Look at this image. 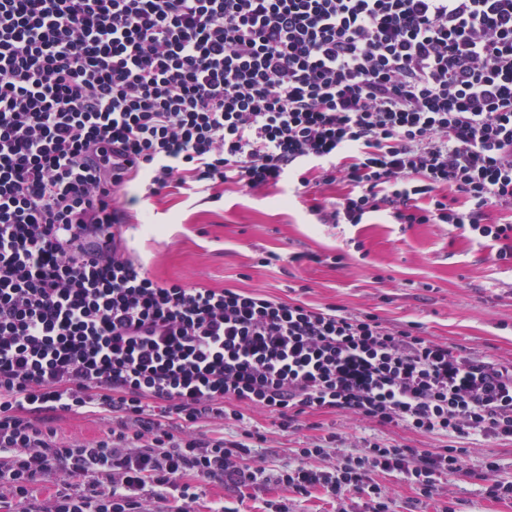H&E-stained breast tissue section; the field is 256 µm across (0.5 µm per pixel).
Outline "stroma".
<instances>
[{
  "label": "stroma",
  "mask_w": 512,
  "mask_h": 512,
  "mask_svg": "<svg viewBox=\"0 0 512 512\" xmlns=\"http://www.w3.org/2000/svg\"><path fill=\"white\" fill-rule=\"evenodd\" d=\"M336 188L294 192L287 185L263 191L226 186L222 197L197 185L145 196L136 185L117 194L129 216L127 235L136 256L159 279L213 288L259 290L282 300H299L352 313L371 312L389 325L421 324L432 339L476 357L512 360V267L497 264L491 248L470 240L449 224L398 225L382 213L366 223L323 224L313 204L334 198ZM323 262H313V255ZM250 424L264 434L261 455L280 462L288 449L327 431L340 433L342 447L314 460L334 468L344 454L358 452L363 439L377 437L404 448H436L439 439L400 428L382 427L339 412L302 415L299 427L281 431L272 415L251 411ZM473 471L442 479L436 496L417 501L394 476L378 473L395 512H512V500L494 501L478 479L486 459L512 479V441L457 439ZM287 500L289 512H337L335 498L320 492L287 493L276 484L235 495L222 484L204 488L196 508L220 504L242 512H266L270 500Z\"/></svg>",
  "instance_id": "35a3bbf8"
}]
</instances>
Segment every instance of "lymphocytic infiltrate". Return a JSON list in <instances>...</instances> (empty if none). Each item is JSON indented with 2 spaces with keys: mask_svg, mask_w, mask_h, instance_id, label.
Returning a JSON list of instances; mask_svg holds the SVG:
<instances>
[{
  "mask_svg": "<svg viewBox=\"0 0 512 512\" xmlns=\"http://www.w3.org/2000/svg\"><path fill=\"white\" fill-rule=\"evenodd\" d=\"M286 181L340 186L321 221L451 224L511 266L512 0H0V490L18 512H195L210 482L392 512L374 474L429 498L468 470L454 438L512 440L511 361L416 323L157 279L115 198ZM252 410L447 443L367 439L313 468L344 442L330 432L268 469ZM60 412L112 426L61 441ZM215 420L239 434L199 432Z\"/></svg>",
  "mask_w": 512,
  "mask_h": 512,
  "instance_id": "obj_1",
  "label": "lymphocytic infiltrate"
}]
</instances>
